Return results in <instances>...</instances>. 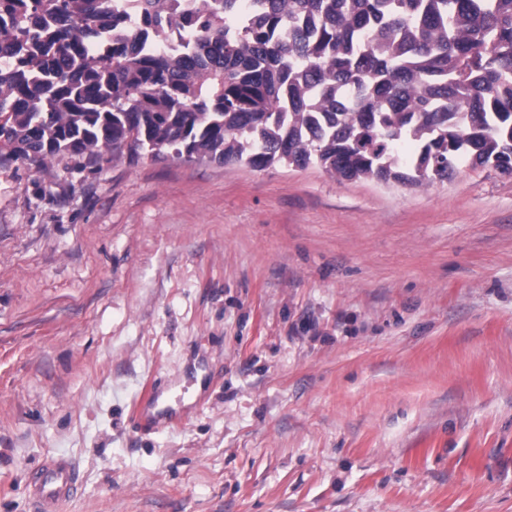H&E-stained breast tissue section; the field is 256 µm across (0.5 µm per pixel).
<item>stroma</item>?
Returning <instances> with one entry per match:
<instances>
[{
    "mask_svg": "<svg viewBox=\"0 0 512 512\" xmlns=\"http://www.w3.org/2000/svg\"><path fill=\"white\" fill-rule=\"evenodd\" d=\"M48 456L58 512H512V175L1 164L0 512ZM140 401L136 407L135 417L141 426H152L155 423L167 422L169 424H178L181 422L182 417L178 415L175 408L167 407L161 411H155V404L153 401Z\"/></svg>",
    "mask_w": 512,
    "mask_h": 512,
    "instance_id": "35a3bbf8",
    "label": "stroma"
}]
</instances>
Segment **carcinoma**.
Masks as SVG:
<instances>
[{
	"label": "carcinoma",
	"mask_w": 512,
	"mask_h": 512,
	"mask_svg": "<svg viewBox=\"0 0 512 512\" xmlns=\"http://www.w3.org/2000/svg\"><path fill=\"white\" fill-rule=\"evenodd\" d=\"M512 174V0H0V164Z\"/></svg>",
	"instance_id": "obj_1"
}]
</instances>
